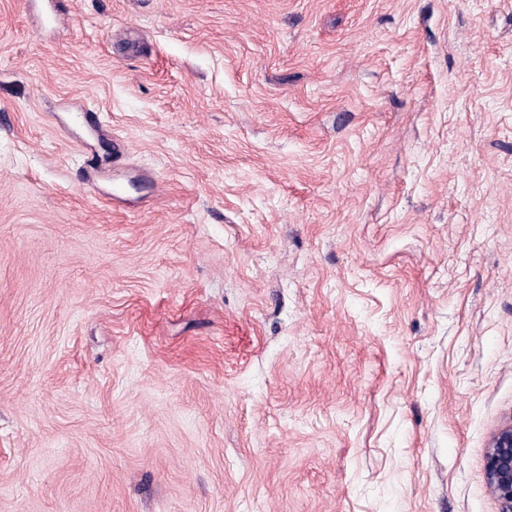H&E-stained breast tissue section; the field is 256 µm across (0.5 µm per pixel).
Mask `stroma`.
Here are the masks:
<instances>
[{
    "label": "stroma",
    "mask_w": 512,
    "mask_h": 512,
    "mask_svg": "<svg viewBox=\"0 0 512 512\" xmlns=\"http://www.w3.org/2000/svg\"><path fill=\"white\" fill-rule=\"evenodd\" d=\"M53 2L0 0V512H498L512 0Z\"/></svg>",
    "instance_id": "stroma-1"
}]
</instances>
